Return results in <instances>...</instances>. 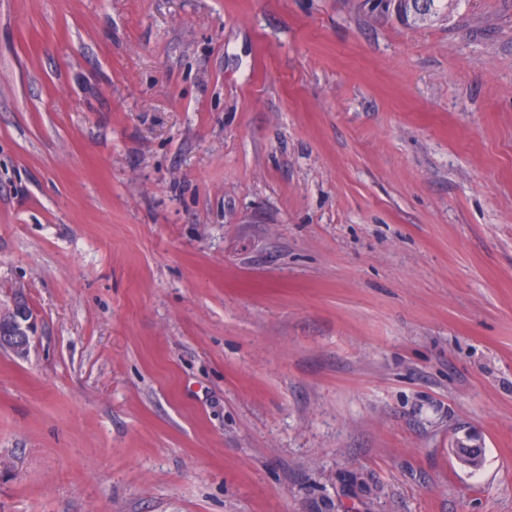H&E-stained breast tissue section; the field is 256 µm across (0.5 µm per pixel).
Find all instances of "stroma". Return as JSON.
<instances>
[{"label": "stroma", "instance_id": "35a3bbf8", "mask_svg": "<svg viewBox=\"0 0 512 512\" xmlns=\"http://www.w3.org/2000/svg\"><path fill=\"white\" fill-rule=\"evenodd\" d=\"M19 291L0 512H512V0H0ZM446 0H398L397 11L404 19L412 17L414 21H424L432 15L438 14L442 9L448 8ZM446 5V6H445ZM21 299H14L8 307H2L0 302V334L1 331L14 333L10 349L16 354L26 353L31 336L35 333V318L33 312H21Z\"/></svg>", "mask_w": 512, "mask_h": 512}]
</instances>
